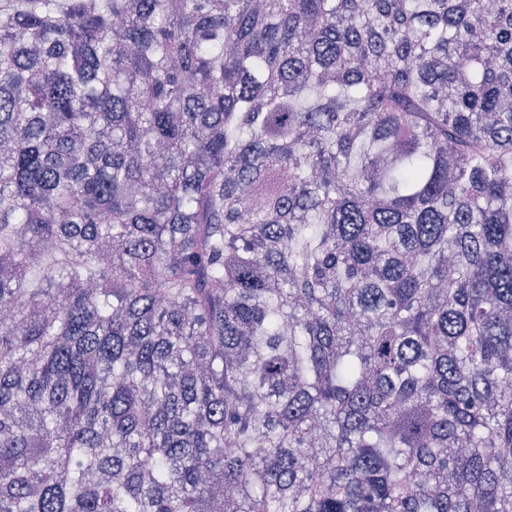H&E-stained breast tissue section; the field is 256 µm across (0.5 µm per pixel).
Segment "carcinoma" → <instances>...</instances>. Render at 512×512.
I'll return each instance as SVG.
<instances>
[{"instance_id":"cac0c4a2","label":"carcinoma","mask_w":512,"mask_h":512,"mask_svg":"<svg viewBox=\"0 0 512 512\" xmlns=\"http://www.w3.org/2000/svg\"><path fill=\"white\" fill-rule=\"evenodd\" d=\"M0 512H512V0L0 9Z\"/></svg>"}]
</instances>
